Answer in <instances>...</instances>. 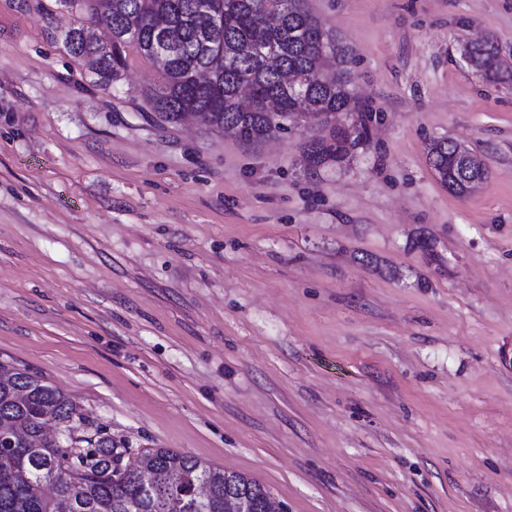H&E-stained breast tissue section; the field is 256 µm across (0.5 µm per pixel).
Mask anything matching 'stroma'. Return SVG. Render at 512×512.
I'll list each match as a JSON object with an SVG mask.
<instances>
[{"instance_id": "1", "label": "stroma", "mask_w": 512, "mask_h": 512, "mask_svg": "<svg viewBox=\"0 0 512 512\" xmlns=\"http://www.w3.org/2000/svg\"><path fill=\"white\" fill-rule=\"evenodd\" d=\"M353 53L370 138L312 172L315 121L249 144L109 91L56 0H0V363L81 435L178 448L288 512H512V0H307ZM486 163L451 195L426 146ZM474 75L482 81L496 84L512 82V65L502 56L492 39L466 44L462 52Z\"/></svg>"}]
</instances>
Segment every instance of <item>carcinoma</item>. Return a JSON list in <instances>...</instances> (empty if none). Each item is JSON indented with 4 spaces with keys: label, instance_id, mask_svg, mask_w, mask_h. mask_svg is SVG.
<instances>
[{
    "label": "carcinoma",
    "instance_id": "obj_1",
    "mask_svg": "<svg viewBox=\"0 0 512 512\" xmlns=\"http://www.w3.org/2000/svg\"><path fill=\"white\" fill-rule=\"evenodd\" d=\"M77 16L64 35L75 58L94 62V86L118 83L135 55L159 66V84L143 92L147 109L174 124L199 115L217 130H232L245 142H261L288 124L308 118L325 133L308 142L309 170L339 165L369 137L366 124L337 123L336 116L360 111L352 92L353 57L325 29L305 0H59ZM474 75L496 84L512 82V65L492 39L467 44L462 52ZM430 166L448 191L466 197L485 183L479 155L441 139L428 146ZM75 404L60 390L26 370L0 382V424L12 426L41 446L21 442L1 448L10 466L0 469V512H224V497L242 491L250 512H265L269 497L259 482L228 472L188 452L147 448L135 459L110 437L73 439L61 448L42 437L53 417L74 429ZM72 458L52 494L43 478L56 460ZM152 472L144 487L134 467ZM204 482L209 495L191 497Z\"/></svg>",
    "mask_w": 512,
    "mask_h": 512
}]
</instances>
